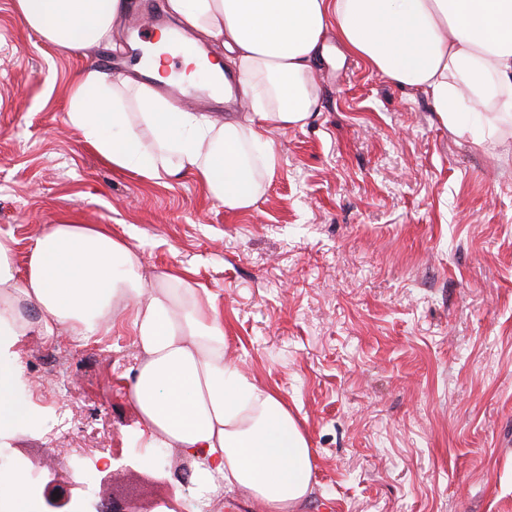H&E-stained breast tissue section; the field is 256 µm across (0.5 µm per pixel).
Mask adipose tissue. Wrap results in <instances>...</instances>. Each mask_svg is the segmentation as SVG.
Returning a JSON list of instances; mask_svg holds the SVG:
<instances>
[{
    "instance_id": "ef3b65f1",
    "label": "adipose tissue",
    "mask_w": 512,
    "mask_h": 512,
    "mask_svg": "<svg viewBox=\"0 0 512 512\" xmlns=\"http://www.w3.org/2000/svg\"><path fill=\"white\" fill-rule=\"evenodd\" d=\"M186 26L231 54L238 117L173 107L151 85L89 68L70 123L113 169L150 181L192 176L226 208L258 200L277 156L270 128L305 126L318 105L314 67L328 30L396 86L428 96L449 134L512 137V0H166ZM126 0H15L20 19L62 50L108 46ZM135 247L96 225L45 227L15 264L0 236V351L19 337L100 338L131 330L139 356L126 396L145 448L190 461L196 499L232 489L264 512H299L313 487L306 432L279 394L225 352L209 294L169 270L145 283ZM20 364L0 359V430L24 425Z\"/></svg>"
}]
</instances>
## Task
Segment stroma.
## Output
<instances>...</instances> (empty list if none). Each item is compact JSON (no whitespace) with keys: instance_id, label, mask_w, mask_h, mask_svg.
Returning <instances> with one entry per match:
<instances>
[{"instance_id":"obj_1","label":"stroma","mask_w":512,"mask_h":512,"mask_svg":"<svg viewBox=\"0 0 512 512\" xmlns=\"http://www.w3.org/2000/svg\"><path fill=\"white\" fill-rule=\"evenodd\" d=\"M61 51L0 0V233L24 266L66 215L136 245L147 275L187 269L224 318L227 352L276 388L306 431L313 491L301 512H512V140L451 136L426 95L392 85L335 35L315 69L309 123L268 133L278 165L255 205L224 208L197 180L112 170L68 120L76 76L142 80L145 41ZM129 329L11 350L33 388L30 427L0 455H81L88 484L148 512H186L178 449L141 451L123 377ZM112 476L101 482L99 470Z\"/></svg>"}]
</instances>
